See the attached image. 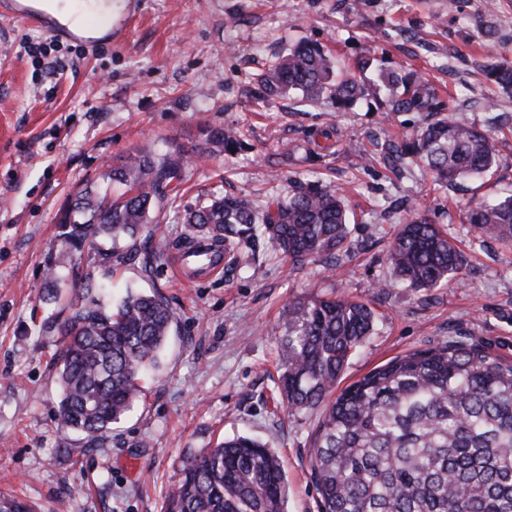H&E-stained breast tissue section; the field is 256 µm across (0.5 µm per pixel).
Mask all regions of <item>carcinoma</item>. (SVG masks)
Instances as JSON below:
<instances>
[{
  "mask_svg": "<svg viewBox=\"0 0 512 512\" xmlns=\"http://www.w3.org/2000/svg\"><path fill=\"white\" fill-rule=\"evenodd\" d=\"M486 81L512 95V63L492 56ZM260 99L291 91L338 114L360 101L384 102L391 112H419L424 122L388 146L396 165L409 158L437 181L453 183L489 171L493 141L446 111L416 69H381L355 79L322 47L303 43L257 75ZM213 151L240 146L232 129L210 135ZM188 164L185 151L156 154L133 148L112 160L107 187L89 185L61 212V242L49 250L46 287L60 290L73 261L92 270L66 306L46 324L59 337L56 379L59 425L100 442L141 398L139 379L156 366L174 315L159 293L126 291L112 306L101 296L130 259L122 239L146 233L149 272L166 251L146 230L150 212L164 205ZM484 237L512 241V195L476 204L466 216ZM195 239L231 246L264 239L285 258L334 257L347 242L349 216L335 192L308 181L286 199L255 208L243 198L213 193L181 216ZM393 273L411 288H435L458 276L463 257L440 228L419 212L387 248ZM275 391L293 414L323 409L313 435L311 475L321 512H512V361L482 346L450 341L395 357L335 394L336 381L371 335L375 313L347 297L294 301L286 310ZM285 476L276 451L246 435L224 439L186 458L167 497V512H286Z\"/></svg>",
  "mask_w": 512,
  "mask_h": 512,
  "instance_id": "obj_1",
  "label": "carcinoma"
}]
</instances>
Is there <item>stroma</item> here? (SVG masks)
Returning a JSON list of instances; mask_svg holds the SVG:
<instances>
[{
  "label": "stroma",
  "instance_id": "35a3bbf8",
  "mask_svg": "<svg viewBox=\"0 0 512 512\" xmlns=\"http://www.w3.org/2000/svg\"><path fill=\"white\" fill-rule=\"evenodd\" d=\"M118 0L111 34L97 48L52 36L0 13V495L34 512H165L183 461L223 438L247 434L279 454L288 512H320L310 477L318 412L277 406L278 345L288 302L346 296L369 305L372 335L339 381L347 387L414 350L465 340L512 361V241L481 238L466 214L512 193V96L499 124L484 102L482 23L512 60V0ZM301 41L344 60L349 72L374 56L387 69L417 68L453 116L488 130L497 163L480 179L436 184L421 166L395 172L365 162L376 140L415 129L413 112L362 102L333 116L296 95L255 100L253 78ZM52 44L35 60L28 43ZM338 125L335 148L324 134ZM232 127L242 146L187 166L176 201L155 212L167 243L152 273L120 267L113 294L159 290L174 323L158 369L135 408L102 443L58 427V313L44 287L57 213L84 185L106 186L113 158L134 147L202 150L208 133ZM317 170L350 209V235L334 259L302 264L264 243L228 249L222 270L179 275L187 229L176 215L218 191L264 206L288 197ZM447 232L465 263L447 286L395 283L388 242L413 212Z\"/></svg>",
  "mask_w": 512,
  "mask_h": 512
}]
</instances>
